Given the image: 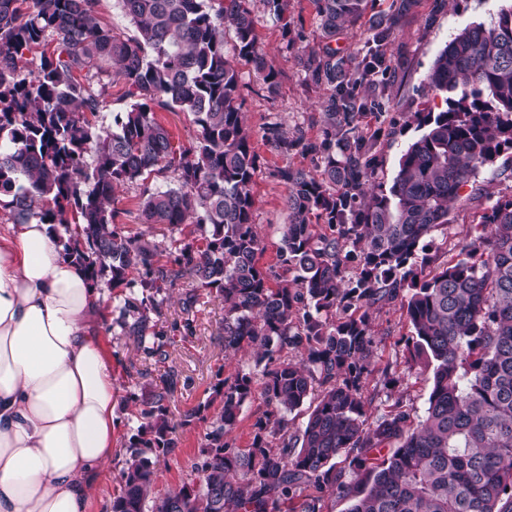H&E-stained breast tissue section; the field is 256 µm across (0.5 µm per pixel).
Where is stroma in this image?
<instances>
[{
	"mask_svg": "<svg viewBox=\"0 0 512 512\" xmlns=\"http://www.w3.org/2000/svg\"><path fill=\"white\" fill-rule=\"evenodd\" d=\"M502 4L503 0H459L458 6L452 7L447 0H418L415 11L401 18L390 45L388 88L380 106L367 115L370 125L394 130L379 147L380 181H391L403 149L419 135L412 121L413 114L436 112L441 108L440 99L427 96L423 90L438 52L465 26L490 22ZM252 10L259 42L280 78L276 94L270 96L252 66L243 63L238 66L252 146L261 161L252 188L254 221L265 246L259 264L265 269H276L280 266L282 226L288 221V212L284 206V188L271 172L285 164L311 171L315 164L308 156L277 154L266 143L264 128L277 121L288 134L300 132L308 139H318L321 135L319 114L330 92L307 81L295 55L284 48L288 38L294 39L300 47L319 46L318 21L312 0H293L290 25L286 28L265 13L262 0H253ZM175 184L174 174L167 172L152 175L146 187L166 189ZM143 188L128 186L119 193L118 222L127 233L143 235L164 253H172L194 227L185 224L181 229L171 230L139 223L136 216ZM511 196L512 151H508L492 165L481 168L475 178L460 189L447 224L433 229L427 238L430 254L443 263L455 260L460 246L471 240L489 199ZM130 278L129 286L107 289L103 308L105 343L112 353V377L118 391L121 424L114 433L112 464L96 490L98 512H110L112 499L121 489L126 445L140 423L141 401L160 391L161 375H172L176 381L170 412L177 424L176 447L155 460L156 490L163 494L186 481L208 428L207 422L198 418L185 421V414L212 399L216 373L228 377L248 366L246 358L229 357L224 353L223 300L198 289L189 277L164 291L160 312L152 317L156 332L165 337L167 359L146 357L138 350L133 337L122 335L116 323L124 298L140 292L138 273H131ZM374 319L373 371L362 382L368 416L370 420H377L398 402L411 419H421L427 408L431 374L421 371L406 345L410 334L406 312L400 305L390 304L376 310Z\"/></svg>",
	"mask_w": 512,
	"mask_h": 512,
	"instance_id": "stroma-1",
	"label": "stroma"
}]
</instances>
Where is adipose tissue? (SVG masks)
<instances>
[{
	"instance_id": "1",
	"label": "adipose tissue",
	"mask_w": 512,
	"mask_h": 512,
	"mask_svg": "<svg viewBox=\"0 0 512 512\" xmlns=\"http://www.w3.org/2000/svg\"><path fill=\"white\" fill-rule=\"evenodd\" d=\"M103 301L49 225L0 230V512H93L119 424Z\"/></svg>"
}]
</instances>
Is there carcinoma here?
I'll return each mask as SVG.
<instances>
[{"label": "carcinoma", "instance_id": "cac0c4a2", "mask_svg": "<svg viewBox=\"0 0 512 512\" xmlns=\"http://www.w3.org/2000/svg\"><path fill=\"white\" fill-rule=\"evenodd\" d=\"M101 0H0V209L12 222L51 225L96 281L115 288L139 274L120 327L144 354L157 296L186 275L224 300V352L251 350L254 370L217 378L220 409L209 421L191 476L155 493L153 458L176 447L169 418L173 379L143 401L112 512H324L338 493L347 512H512V197L484 209L455 262L436 261L425 238L448 223L460 189L512 151V4L469 25L436 56L427 86L444 103L413 115L421 135L402 153L390 185L378 180V146L391 131L363 129V111L384 95L398 12L364 23L366 0H312L323 46L302 48L307 80L331 95L321 137L264 128L277 153H300L316 170L278 166L288 223L283 274L259 266L252 185L259 159L243 112L237 63L253 66L274 95L252 0H118L134 27L103 23ZM288 21L290 0H263ZM351 34L357 65L330 44ZM233 42V56L225 52ZM130 102L99 124L111 79ZM187 112L194 136L175 147L158 112ZM171 171L177 186L144 189L138 219L170 229L194 224L202 244L182 243L172 264L157 246L117 224L116 192ZM400 303L407 343L432 385L417 423L396 406L368 422L361 381L374 355L373 312ZM261 375L264 410L251 447L227 441ZM313 405L290 433L288 414ZM348 463L345 484L337 459Z\"/></svg>", "mask_w": 512, "mask_h": 512}]
</instances>
